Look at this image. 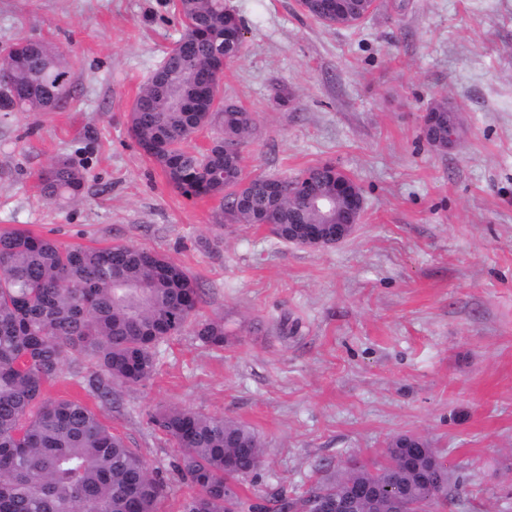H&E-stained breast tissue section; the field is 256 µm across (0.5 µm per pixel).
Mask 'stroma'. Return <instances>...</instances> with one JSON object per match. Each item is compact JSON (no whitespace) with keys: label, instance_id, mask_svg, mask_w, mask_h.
I'll return each mask as SVG.
<instances>
[{"label":"stroma","instance_id":"stroma-1","mask_svg":"<svg viewBox=\"0 0 512 512\" xmlns=\"http://www.w3.org/2000/svg\"><path fill=\"white\" fill-rule=\"evenodd\" d=\"M224 3L244 24L220 86L255 117L246 174L335 164L361 187L363 219L306 249L226 223L218 200L181 196L142 155L127 115L182 34L176 0H0V46L46 41L77 76L65 108L0 112V230L164 254L226 333L220 351L188 332L161 344L156 373L111 402L72 381L50 395L124 436L167 485L159 512L187 492L151 424L172 406L255 429L267 462L241 486L254 500L418 433L465 482L456 512H512V0H379L354 28L298 0ZM443 97L465 133L439 151L421 130ZM57 159L86 174L63 203L35 189Z\"/></svg>","mask_w":512,"mask_h":512}]
</instances>
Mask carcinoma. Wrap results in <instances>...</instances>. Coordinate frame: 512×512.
I'll use <instances>...</instances> for the list:
<instances>
[{"instance_id": "carcinoma-1", "label": "carcinoma", "mask_w": 512, "mask_h": 512, "mask_svg": "<svg viewBox=\"0 0 512 512\" xmlns=\"http://www.w3.org/2000/svg\"><path fill=\"white\" fill-rule=\"evenodd\" d=\"M179 46L145 81L129 130L142 154L187 198H218L235 224H264L287 242L310 224L336 222V167L294 177L246 178L241 145L252 113L215 98L224 68L244 46L240 19L224 0H179ZM305 13L329 27L352 28L361 16L311 0ZM76 75L42 40L18 37L0 49V112H52L68 104ZM423 139L447 149L448 126L463 128L461 109L432 101ZM219 132L204 150L188 147L207 126ZM40 196L76 195L85 175L56 160L37 175ZM202 291L170 259L135 245L62 246L26 229L0 232V512H157L165 485L100 415L80 400L51 398L46 385L65 373L102 396L134 386L156 369L159 345L190 332L224 347V322L201 319ZM154 429L174 441L176 468L191 490L182 512H290L311 496L346 498L358 486L375 501L356 512H405L427 506L453 512L458 485L429 441L415 433L391 439L376 457L326 463L295 497L251 502L240 484L263 465V443L247 424L186 409H164ZM424 449L414 469L401 458Z\"/></svg>"}]
</instances>
